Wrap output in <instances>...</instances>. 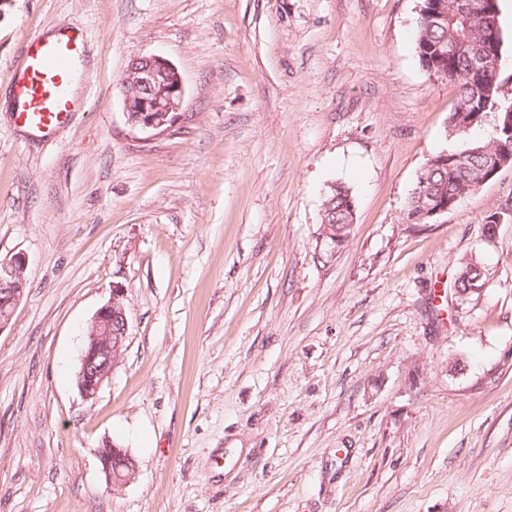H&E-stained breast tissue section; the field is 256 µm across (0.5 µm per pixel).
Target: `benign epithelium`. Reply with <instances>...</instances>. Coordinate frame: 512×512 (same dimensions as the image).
<instances>
[{
  "label": "benign epithelium",
  "mask_w": 512,
  "mask_h": 512,
  "mask_svg": "<svg viewBox=\"0 0 512 512\" xmlns=\"http://www.w3.org/2000/svg\"><path fill=\"white\" fill-rule=\"evenodd\" d=\"M121 88L127 122L143 133L168 130L183 104L182 74L159 55L133 58L121 79ZM447 212L448 206L423 198L409 222L428 224ZM25 270V258L19 254L0 259V329L23 298ZM123 297V289H112V296L96 311L87 329L76 377L79 394L86 400L96 397L119 363L129 331ZM96 456L114 490L127 485L136 473V461L126 448L107 443Z\"/></svg>",
  "instance_id": "7a95c632"
}]
</instances>
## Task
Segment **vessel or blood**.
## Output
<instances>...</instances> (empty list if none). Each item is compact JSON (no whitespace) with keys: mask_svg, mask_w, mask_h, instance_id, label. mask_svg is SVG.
Returning <instances> with one entry per match:
<instances>
[{"mask_svg":"<svg viewBox=\"0 0 512 512\" xmlns=\"http://www.w3.org/2000/svg\"><path fill=\"white\" fill-rule=\"evenodd\" d=\"M84 57L80 32L59 29L34 35L26 45L23 66L7 78L16 122L48 137L69 121L79 106L74 84Z\"/></svg>","mask_w":512,"mask_h":512,"instance_id":"b4317fda","label":"vessel or blood"}]
</instances>
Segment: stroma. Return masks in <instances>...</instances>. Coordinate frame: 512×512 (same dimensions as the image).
Wrapping results in <instances>:
<instances>
[{"label": "stroma", "mask_w": 512, "mask_h": 512, "mask_svg": "<svg viewBox=\"0 0 512 512\" xmlns=\"http://www.w3.org/2000/svg\"><path fill=\"white\" fill-rule=\"evenodd\" d=\"M420 5L0 0V259L27 261L0 329V512H512V166L406 222L457 145ZM60 28L86 38L82 109L41 138L7 75ZM153 54L184 102L147 138L120 81ZM337 182L356 223L320 252ZM469 253L482 292L438 296ZM116 286L126 349L86 400L85 331ZM108 442L137 462L118 491Z\"/></svg>", "instance_id": "1"}]
</instances>
